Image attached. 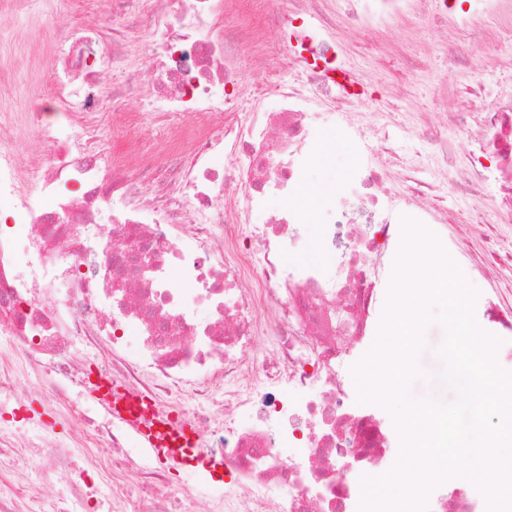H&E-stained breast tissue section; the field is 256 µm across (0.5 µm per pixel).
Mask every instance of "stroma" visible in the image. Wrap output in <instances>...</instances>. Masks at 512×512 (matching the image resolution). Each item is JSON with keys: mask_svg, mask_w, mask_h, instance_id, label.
Returning <instances> with one entry per match:
<instances>
[{"mask_svg": "<svg viewBox=\"0 0 512 512\" xmlns=\"http://www.w3.org/2000/svg\"><path fill=\"white\" fill-rule=\"evenodd\" d=\"M103 9L102 0H52L48 5L42 0H29L24 6L17 0H0V113L21 111L32 102L45 112L56 108L45 72L53 43V26L43 25L44 13H51L54 25L79 26L95 19ZM463 22L469 28L488 33L487 39L469 47L471 58L491 63L489 73L483 76L487 93L470 106L471 117L476 120L483 109L495 103L501 89L512 85V74L493 62L495 53L512 50L496 44L500 32L512 29V0H507L493 16L473 13L463 20L451 15L439 22L410 7L387 17H367L357 29L336 35L340 46L338 63L355 74L365 70L374 74L373 83L363 87L361 94V108L367 113V122L376 128L385 127L397 142L398 154L418 165L421 179L427 182L435 181L438 171L432 158L419 155L420 144L413 133L423 121L444 122L436 96L451 99L456 96V87L465 71L458 66L449 67L439 46L444 32ZM238 56L242 79L250 84L241 98L239 112L246 114L256 107L274 108L276 100L267 95L261 80L268 56L249 44L240 46ZM132 134L146 153L164 151L179 136L176 124L160 127L147 117L134 133L105 119L96 129L98 144L107 153L123 145ZM431 230L478 291L474 309L478 325L486 332H495L497 326L485 314L483 304L494 296L512 293V220L505 218L488 228L451 221L432 225ZM495 256L500 263L495 278L489 280L479 266ZM444 337L445 329L440 322L433 321L425 327V347L417 358L423 375L409 387L413 398L428 395L446 401L454 398V391L440 386L435 378L441 366L437 350Z\"/></svg>", "mask_w": 512, "mask_h": 512, "instance_id": "35a3bbf8", "label": "stroma"}]
</instances>
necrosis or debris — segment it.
Instances as JSON below:
<instances>
[{
	"label": "necrosis or debris",
	"instance_id": "1",
	"mask_svg": "<svg viewBox=\"0 0 512 512\" xmlns=\"http://www.w3.org/2000/svg\"><path fill=\"white\" fill-rule=\"evenodd\" d=\"M324 2L269 0L288 50L269 83L277 108L250 119L235 110L236 47L252 35L225 27L224 0H140L125 30L92 21L60 37L49 72L54 119L32 107L0 119V411H19L33 381L71 426L60 439L24 417L0 424V512H88L91 499L116 503L129 492L134 512H174L157 458L131 454L134 430L93 400L76 363L88 355L157 411L192 423L199 452L235 472L220 498L198 484L195 512H263L273 488L284 512H359L361 477L391 469L400 439L358 405L343 367L375 333L403 218H416V200L437 186L401 162L376 164L391 142L377 133L367 151L357 122L337 207L323 192L295 206L321 140L310 100L352 109L356 86L371 79L365 71L341 87L332 32L409 0H354L342 17ZM292 67L300 82L288 81ZM109 98L141 99L158 125L179 118L180 139L160 154L130 139L122 160L103 157L92 131ZM22 126L45 143L25 167L14 150ZM465 151L449 185L476 197L488 168L497 172L492 211L474 207L469 220L512 215V95L484 112ZM397 179L399 195L389 190ZM271 193L287 207L265 212ZM340 222L356 230L335 266L285 261L306 224L325 226L332 244ZM65 472L82 488L45 510L42 486Z\"/></svg>",
	"mask_w": 512,
	"mask_h": 512
}]
</instances>
